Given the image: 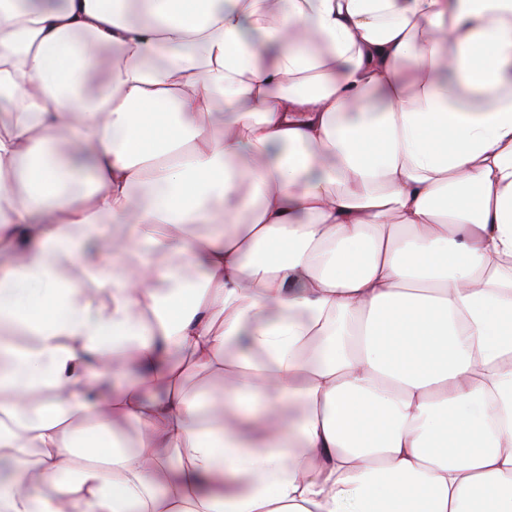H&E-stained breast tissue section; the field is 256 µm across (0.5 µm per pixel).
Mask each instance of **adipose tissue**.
<instances>
[{
    "mask_svg": "<svg viewBox=\"0 0 512 512\" xmlns=\"http://www.w3.org/2000/svg\"><path fill=\"white\" fill-rule=\"evenodd\" d=\"M0 101V512H512V0H0Z\"/></svg>",
    "mask_w": 512,
    "mask_h": 512,
    "instance_id": "obj_1",
    "label": "adipose tissue"
}]
</instances>
